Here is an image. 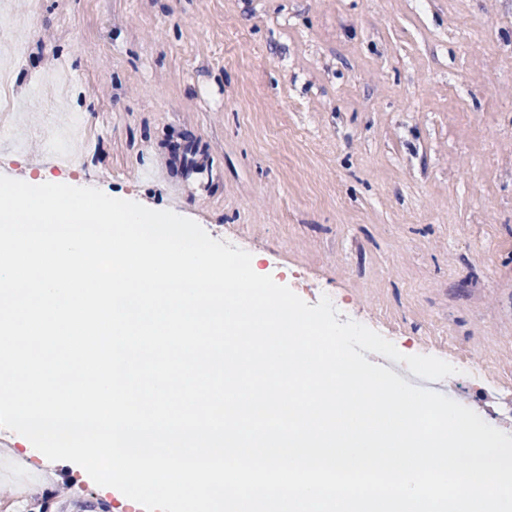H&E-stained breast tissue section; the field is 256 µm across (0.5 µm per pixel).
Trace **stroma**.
Listing matches in <instances>:
<instances>
[{
    "mask_svg": "<svg viewBox=\"0 0 512 512\" xmlns=\"http://www.w3.org/2000/svg\"><path fill=\"white\" fill-rule=\"evenodd\" d=\"M11 67L1 175L194 220L457 367V402L512 436V0H42ZM47 119L86 130L50 143ZM54 472L71 504L17 489L0 512H127Z\"/></svg>",
    "mask_w": 512,
    "mask_h": 512,
    "instance_id": "stroma-1",
    "label": "stroma"
}]
</instances>
